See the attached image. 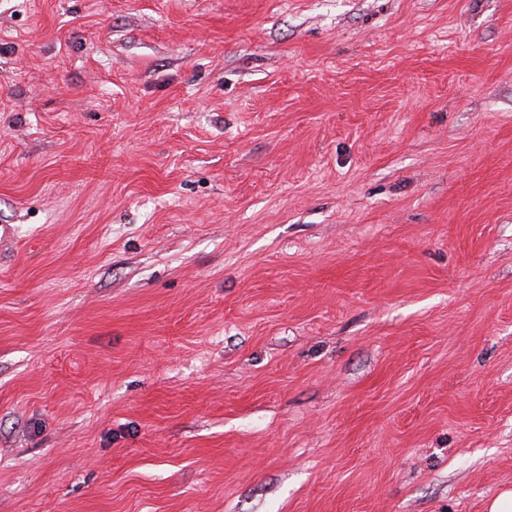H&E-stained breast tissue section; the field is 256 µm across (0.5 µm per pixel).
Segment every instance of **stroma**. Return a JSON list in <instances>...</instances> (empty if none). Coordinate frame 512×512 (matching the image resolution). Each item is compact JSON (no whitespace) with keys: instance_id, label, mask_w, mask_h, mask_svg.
I'll return each mask as SVG.
<instances>
[{"instance_id":"obj_1","label":"stroma","mask_w":512,"mask_h":512,"mask_svg":"<svg viewBox=\"0 0 512 512\" xmlns=\"http://www.w3.org/2000/svg\"><path fill=\"white\" fill-rule=\"evenodd\" d=\"M0 226V512L512 489V0H0Z\"/></svg>"}]
</instances>
